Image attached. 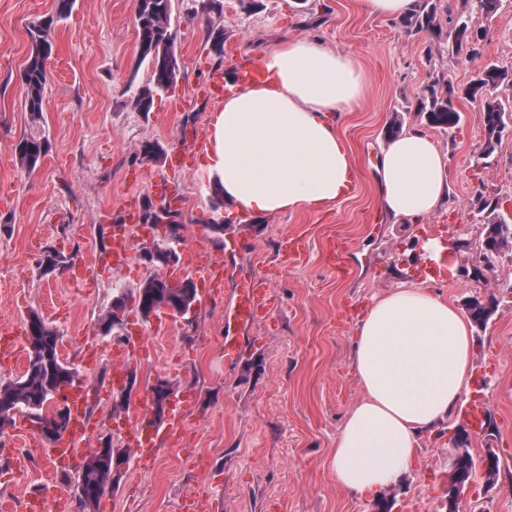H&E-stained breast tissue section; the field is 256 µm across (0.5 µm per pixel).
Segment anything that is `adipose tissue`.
Segmentation results:
<instances>
[{
  "label": "adipose tissue",
  "instance_id": "adipose-tissue-1",
  "mask_svg": "<svg viewBox=\"0 0 512 512\" xmlns=\"http://www.w3.org/2000/svg\"><path fill=\"white\" fill-rule=\"evenodd\" d=\"M261 79L224 98L209 126L204 170L232 211L317 210L343 200L355 169L336 119L364 97L353 57L286 38L266 50ZM386 212L421 223L445 201L447 164L423 130L385 142L376 167ZM471 327L439 293L405 284L374 299L351 338L363 396L326 461L337 483L377 498L411 464L421 436L458 408L471 383Z\"/></svg>",
  "mask_w": 512,
  "mask_h": 512
}]
</instances>
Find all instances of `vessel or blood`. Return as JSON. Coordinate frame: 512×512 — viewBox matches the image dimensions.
<instances>
[{
    "label": "vessel or blood",
    "instance_id": "1",
    "mask_svg": "<svg viewBox=\"0 0 512 512\" xmlns=\"http://www.w3.org/2000/svg\"><path fill=\"white\" fill-rule=\"evenodd\" d=\"M226 90L225 74L223 70L216 69L211 71L207 79L197 87L196 95L204 100L218 101L223 99ZM204 145V138L195 135L174 150L169 160V175L153 181L152 193L167 195L170 206L179 207L181 204L179 196L167 194L166 189L173 178L187 173L188 156L201 150ZM138 215L139 211L135 204L130 203L124 207L120 226L113 229L108 246L98 257L99 263L110 264L116 268L121 267L131 252L133 239L137 238L144 242L152 240L153 231L147 227L143 228L139 237L130 235L129 227L137 223ZM187 266L199 288L200 302L208 303L221 295L227 277V268L222 261L210 255L207 245H200L199 249L189 252ZM275 301L276 293L272 279L247 271L240 274L234 297L224 309V317L232 321L241 332L247 333L271 311ZM127 342V347L117 348L112 352V375L109 387L114 391L124 390L129 383V368L126 364L127 348L136 344L137 339L131 336L128 337ZM86 395V388L80 384L66 387L64 390V397L70 411L69 426L56 443L44 450L46 458L54 469L62 470L70 466L77 453L78 443L94 426L87 410ZM149 410V401L143 399L132 412L120 419L138 455L143 459L154 456L156 452L153 437L141 434L137 429L138 421L147 416ZM486 410L485 397L477 394L460 408L459 417L479 434L485 428Z\"/></svg>",
    "mask_w": 512,
    "mask_h": 512
}]
</instances>
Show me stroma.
<instances>
[{
    "label": "stroma",
    "mask_w": 512,
    "mask_h": 512,
    "mask_svg": "<svg viewBox=\"0 0 512 512\" xmlns=\"http://www.w3.org/2000/svg\"><path fill=\"white\" fill-rule=\"evenodd\" d=\"M54 0H0V328L17 331L25 345V323L38 312L63 336L60 355L79 371V382L94 385V430L83 448L99 447L112 435L117 447L129 440L113 431L109 357L126 332L146 337V352L134 355L131 401L148 394L156 379L175 383L194 399L186 433L157 434L155 456L130 461L119 485L97 512H181L194 488L211 494L215 512H373L336 483L326 468L336 433L361 398L352 371L350 337L373 298L400 283L424 284L430 264L416 240L436 236L445 246L447 274L433 285L458 308L470 299L495 295L498 307L486 328L474 329L472 391L488 399L497 429L470 435L475 460L486 449L500 458L497 486L476 484L459 512H512V249L485 254L484 225L474 207L475 189L485 183L512 198V135H505L490 165H483L484 130L477 103L461 98L459 126L431 130L450 169L448 202L426 224L389 217L380 201L374 166L393 118L405 127H426L418 110L422 91L439 75L465 87L476 69L466 54L449 53L426 34L404 33L395 20L361 13L358 0H172L176 32V85L159 93L150 112L132 100L150 77L137 57L133 0H76L71 16L55 28L46 62L48 84L41 116L28 112L20 72L32 51L29 26L52 14ZM471 27L483 29L482 59L512 66V0H503L493 19L470 12ZM220 31L223 53L212 51L208 30ZM312 38L359 63L367 94L338 118L340 136L360 174L345 200L322 211L269 216L213 209L204 153L190 174L180 177V247L205 241L215 254L224 240L242 247L229 256L225 298L232 297L240 272L276 271L279 300L257 323L241 357L224 362L230 327L224 303L195 305L173 316L165 335L154 322L128 308L123 329L102 334L101 318L116 290L134 292L150 268L133 247L128 265L73 281L68 270L45 272L53 249L74 261L91 263L108 243V222L124 202L142 204L151 180L168 172V161L144 159V144L166 152L185 136L206 134L219 103L204 102L195 88L233 57H259L281 38ZM31 133L49 148L31 171L18 167L14 148ZM222 222L214 234L212 221ZM308 244L301 265L278 264L284 237ZM350 253L347 275L331 271L325 257L332 245ZM481 277H473V268ZM462 421L450 418L422 436L410 470L395 485L392 512H446L448 449ZM0 512H17L21 502L52 480L65 494V512H75L77 469L49 471L44 446L30 422L17 417L0 436Z\"/></svg>",
    "instance_id": "35a3bbf8"
}]
</instances>
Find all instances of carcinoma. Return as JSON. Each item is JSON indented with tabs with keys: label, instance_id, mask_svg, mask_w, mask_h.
<instances>
[{
	"label": "carcinoma",
	"instance_id": "cac0c4a2",
	"mask_svg": "<svg viewBox=\"0 0 512 512\" xmlns=\"http://www.w3.org/2000/svg\"><path fill=\"white\" fill-rule=\"evenodd\" d=\"M171 2L134 0L138 55L140 61L147 63L151 70V84L140 88L134 98V105L141 112L151 111L154 95L168 90L177 82L178 67L172 52L176 32L171 29ZM465 3L471 9L492 17L500 9L502 0H465ZM54 5L56 17L35 22L28 28L34 51L26 60L20 78L27 108L34 116L43 112L48 80L46 59L53 48L54 23L70 17L75 0H54ZM444 11L449 13L451 9L442 5V0H416L413 13L400 19L399 27L408 34L426 32L439 41H446L451 52L464 50L470 60L480 59L487 31L472 30L461 15L445 30L439 18ZM511 83L512 69L496 63H485L477 67L475 77L461 91L437 76L424 88L419 111L426 115L429 126L446 131L454 129L461 121V113L453 103L459 94L479 103L478 120L484 129L485 138L481 156L488 159L495 153L503 133L512 123V105L503 103L497 94L501 86ZM48 148L46 139L29 135L16 145L15 161L32 171L46 155ZM476 192L480 211L486 213L485 236L501 250L512 248V225L499 213V198L487 195L483 183L477 186ZM177 260L175 251L155 245L154 252L144 258L151 267V273L136 293L119 291L113 296L111 310L101 319L103 332L107 334L113 330V310H126L129 301L144 317L152 311L156 313L170 306L182 315L187 314L197 301L194 282L187 277L174 280L165 274L169 263ZM497 306V298L490 295L483 300H470L467 311L472 322L483 327ZM25 339L27 363L24 372L15 379L0 383V434L12 427L16 414L24 413L43 434L58 438L67 429L68 409L64 405L49 411L47 404L64 385L78 379V371L60 359V330L46 322L37 312L28 316ZM171 389L173 385L166 378L157 379L151 386L153 412L161 418L165 415V402ZM458 439L460 457L457 461V474L466 479L474 473L475 465L471 448L466 444L468 434L464 432L458 435ZM118 453L129 456L127 450L112 446L110 436L100 447L87 453L73 489L78 512H96L103 496L118 485L121 476L113 470V460Z\"/></svg>",
	"mask_w": 512,
	"mask_h": 512
}]
</instances>
